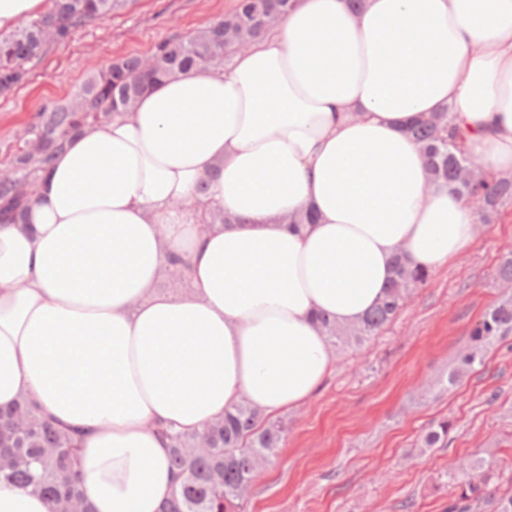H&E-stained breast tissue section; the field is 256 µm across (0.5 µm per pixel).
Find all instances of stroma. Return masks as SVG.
Listing matches in <instances>:
<instances>
[{"label":"stroma","instance_id":"stroma-1","mask_svg":"<svg viewBox=\"0 0 512 512\" xmlns=\"http://www.w3.org/2000/svg\"><path fill=\"white\" fill-rule=\"evenodd\" d=\"M236 0H129L28 65L29 79L0 97V168L46 105L67 102L91 72L223 17ZM512 253V203L462 254L434 271L399 317L372 340L335 354L332 373L281 416L287 439L253 485L245 512H445L458 491L451 467L493 453L496 485L512 495V335L452 390L441 381L470 329L502 295L496 275ZM451 428L441 447L422 439Z\"/></svg>","mask_w":512,"mask_h":512}]
</instances>
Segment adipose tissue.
I'll return each mask as SVG.
<instances>
[{"label":"adipose tissue","mask_w":512,"mask_h":512,"mask_svg":"<svg viewBox=\"0 0 512 512\" xmlns=\"http://www.w3.org/2000/svg\"><path fill=\"white\" fill-rule=\"evenodd\" d=\"M444 108L512 176V0H295L229 70L167 78L57 154L0 225V406L26 394L79 432L91 512H162L159 426L301 405L335 361L319 315L355 325L396 257L430 271L472 244L474 206L407 132ZM173 254L179 295L158 287Z\"/></svg>","instance_id":"ef3b65f1"}]
</instances>
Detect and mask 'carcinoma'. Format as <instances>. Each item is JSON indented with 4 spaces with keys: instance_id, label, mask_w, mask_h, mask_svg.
Returning <instances> with one entry per match:
<instances>
[{
    "instance_id": "cac0c4a2",
    "label": "carcinoma",
    "mask_w": 512,
    "mask_h": 512,
    "mask_svg": "<svg viewBox=\"0 0 512 512\" xmlns=\"http://www.w3.org/2000/svg\"><path fill=\"white\" fill-rule=\"evenodd\" d=\"M126 2L49 0L50 6L37 18L0 35V96L23 83L28 75L26 65L43 57L50 46L65 42L80 28L107 19ZM289 6L290 0H236L231 11L209 26L187 37L159 42L148 57L127 56L111 62L90 75L67 104L36 113L22 145L9 160L11 174L0 179V224L22 223L39 179L74 135L112 119L120 110L133 109L164 76L194 68L223 67L226 59L273 28ZM408 132L426 153L430 180L454 185L477 204L483 220L512 201V178H461L469 156L462 150L465 135L451 124L448 108L421 118ZM429 278V271L411 268L397 258L386 295L360 323L340 327L321 321L329 345L339 349L377 335ZM510 335L512 296L508 295L491 306L470 331L467 348L448 371V387L483 363L489 345ZM162 434L169 441L171 465L179 480L163 512H241L246 501L244 488L252 486L259 475L257 462L262 459L268 463L277 456L286 428L242 403L199 433L164 430ZM447 438L448 422L441 421L429 429L423 443L433 448ZM77 454L74 437L45 418L30 396H22L8 411L0 410V456L7 461L0 469V481L46 497L52 512H91L79 489ZM492 465L493 461L484 458L458 464L464 476L462 491L448 504V512H512V495L498 497L489 488L494 476Z\"/></svg>"
}]
</instances>
